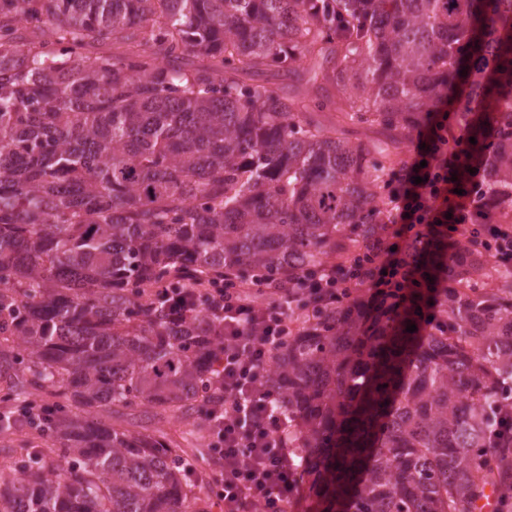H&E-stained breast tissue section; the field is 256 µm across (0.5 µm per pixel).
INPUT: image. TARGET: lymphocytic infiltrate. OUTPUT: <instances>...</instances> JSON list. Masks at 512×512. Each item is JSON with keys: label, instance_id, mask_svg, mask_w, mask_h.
I'll return each mask as SVG.
<instances>
[{"label": "lymphocytic infiltrate", "instance_id": "obj_1", "mask_svg": "<svg viewBox=\"0 0 512 512\" xmlns=\"http://www.w3.org/2000/svg\"><path fill=\"white\" fill-rule=\"evenodd\" d=\"M420 141L415 161L389 181L384 219L371 246L302 270L284 288L228 274L223 287L209 289V311L224 322L215 379L224 397L208 409V454L220 468L209 491L224 512H288L299 499L285 404L273 372L277 349L285 338L304 333L311 312L340 313L350 296L367 290L416 287L421 256L440 224L459 246L453 254L458 265L484 285L512 269V186L476 176L461 185L453 181L464 145L449 138L447 119L422 132Z\"/></svg>", "mask_w": 512, "mask_h": 512}]
</instances>
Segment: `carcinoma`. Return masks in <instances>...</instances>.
<instances>
[{
    "instance_id": "obj_1",
    "label": "carcinoma",
    "mask_w": 512,
    "mask_h": 512,
    "mask_svg": "<svg viewBox=\"0 0 512 512\" xmlns=\"http://www.w3.org/2000/svg\"><path fill=\"white\" fill-rule=\"evenodd\" d=\"M301 59L336 119L253 83ZM447 101L476 140L460 177L512 181V0H0V433L51 440L0 512H182L219 396L203 289L366 243ZM449 270L441 238L427 287L353 296L276 352L304 512H467L497 483L512 271L442 327Z\"/></svg>"
}]
</instances>
